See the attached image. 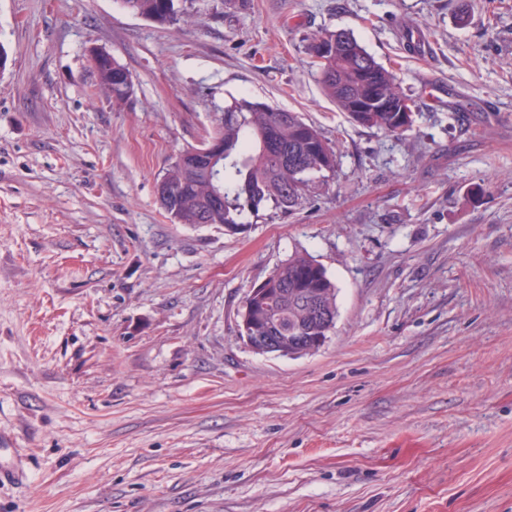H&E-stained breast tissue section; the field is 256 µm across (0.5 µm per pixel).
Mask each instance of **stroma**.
Instances as JSON below:
<instances>
[{
  "label": "stroma",
  "instance_id": "1",
  "mask_svg": "<svg viewBox=\"0 0 512 512\" xmlns=\"http://www.w3.org/2000/svg\"><path fill=\"white\" fill-rule=\"evenodd\" d=\"M0 0V512H512V0ZM350 32L417 98L399 135L324 95ZM130 72L96 89L89 50ZM339 155L294 213L173 223L156 181L235 99ZM338 288L325 344L238 313L293 252ZM131 13L158 23H176L183 17L175 8V0H122Z\"/></svg>",
  "mask_w": 512,
  "mask_h": 512
}]
</instances>
